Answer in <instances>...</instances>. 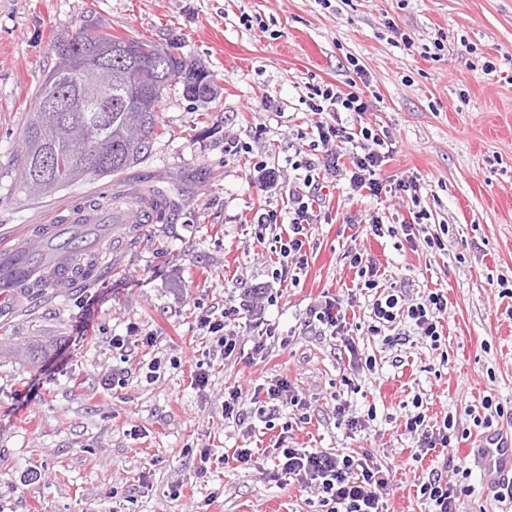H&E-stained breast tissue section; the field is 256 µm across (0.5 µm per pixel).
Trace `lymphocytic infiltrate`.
Here are the masks:
<instances>
[{"label":"lymphocytic infiltrate","mask_w":512,"mask_h":512,"mask_svg":"<svg viewBox=\"0 0 512 512\" xmlns=\"http://www.w3.org/2000/svg\"><path fill=\"white\" fill-rule=\"evenodd\" d=\"M309 109L315 113H334V120L319 122L312 132L311 148L322 149L330 156L327 171L337 179L347 180L353 193L381 196L383 184L377 176L379 167L386 159L382 151L383 139L373 129L363 126L358 131H349L341 113L360 115L368 110V103L360 92H341L330 86L315 87L309 100ZM296 181L301 189L290 193L287 214L268 209L255 212L250 220L256 239H264L267 229L288 221L289 234L281 242V260L272 272L274 282L296 281L298 271L309 265L306 245L310 230L320 223L321 217L314 204L321 189L315 173L313 159L303 158L292 161ZM448 307L447 297L439 291L428 292L425 300L409 306L402 305L398 295L389 294L376 298L372 313L377 323L388 325L397 318L413 323L423 339L438 343L441 337L439 317ZM311 318L317 321L324 335L340 338L349 354H356L355 340L348 333V322L338 298L325 297L311 311ZM258 415H273L281 408L291 407L304 410L305 400L295 391L287 379H279L268 385H258L252 396ZM452 420H444L442 426L430 425L425 414L408 417L406 430L416 435L419 455H428L438 447H448L451 442ZM277 469L282 474L311 492L317 493L327 512H387L381 492L390 479L389 471L372 464L369 456L356 457L341 452L322 449L282 448L278 451Z\"/></svg>","instance_id":"f902f5d3"}]
</instances>
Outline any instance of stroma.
Wrapping results in <instances>:
<instances>
[{
  "mask_svg": "<svg viewBox=\"0 0 512 512\" xmlns=\"http://www.w3.org/2000/svg\"><path fill=\"white\" fill-rule=\"evenodd\" d=\"M85 7L0 0V241L25 240L26 229L82 206L90 189L29 197L15 190L12 168L53 44L82 24ZM95 11L115 35L178 44L211 70L220 95L205 108L173 85L159 105L163 136L119 177L180 190L172 223L148 236L105 225L92 245L108 270L93 285L23 284L0 296V512H323L296 481L271 480L279 440L371 454L392 470L388 512H428L419 485L434 467L462 487L460 512H512L475 456L485 400L505 412L494 428L512 425V298L503 294L512 289V0H96ZM247 15L259 25L244 26ZM358 67L369 110L341 119L385 136L381 178H420L425 233L443 246L399 233L408 202L351 194L328 175L310 265L297 283H274L288 227L260 242L248 220L263 207L287 211L288 160L310 153L301 132L318 120L306 101L318 85L346 89ZM228 137L249 153L227 154ZM260 162L277 171L275 187L261 185ZM349 214L360 223H346ZM374 217L395 234L371 235ZM355 249L406 304L444 292L439 347L410 322L372 333L375 293L350 264ZM326 295L346 301L357 361L307 325ZM227 304L240 311L228 327L244 346L271 329L262 355L209 356L197 318ZM133 326L156 341L126 363L111 339ZM157 358L159 377L146 379ZM203 364L200 388L192 379ZM123 368L124 387L107 389ZM280 378L305 398L307 422L285 408L269 422L224 418L225 387L241 385L248 399ZM337 393L362 429L337 415ZM417 410L437 426L455 421L449 447L422 460L405 429ZM237 448L254 449L250 464L237 465ZM204 449L218 462L201 478ZM34 469L41 478L30 486Z\"/></svg>",
  "mask_w": 512,
  "mask_h": 512,
  "instance_id": "obj_1",
  "label": "stroma"
}]
</instances>
